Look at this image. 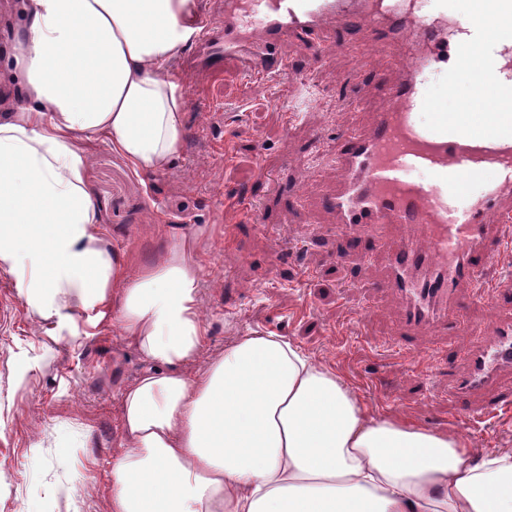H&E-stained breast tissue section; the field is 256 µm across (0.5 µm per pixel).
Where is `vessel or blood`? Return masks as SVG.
I'll return each mask as SVG.
<instances>
[{"label": "vessel or blood", "instance_id": "1", "mask_svg": "<svg viewBox=\"0 0 512 512\" xmlns=\"http://www.w3.org/2000/svg\"><path fill=\"white\" fill-rule=\"evenodd\" d=\"M459 15L454 0H224L223 33L202 39V58L188 62L185 78L202 89L231 64L246 79L277 81L288 74L283 48L308 43L330 59L347 40L330 36L327 22L347 29L376 50L403 42L405 64L396 79L377 74L372 84L381 106L369 127L336 136L332 162L339 177L324 202L336 216V234L349 251L382 255L381 289L398 296L394 328L398 347L411 350L424 329L436 336H463L462 367L447 371L448 399L479 420L512 406V279L493 286L484 272L502 249V226L512 221V77L498 81L479 127L470 110L487 80L451 35L466 30L480 54L494 49L493 33L512 26V0H469ZM439 67L445 79L430 94L423 79ZM433 118L420 123L418 114ZM429 175L413 178V171ZM471 194L465 208L456 198ZM480 303L496 315V334L485 338L463 317Z\"/></svg>", "mask_w": 512, "mask_h": 512}]
</instances>
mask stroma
Segmentation results:
<instances>
[{
	"label": "stroma",
	"instance_id": "35a3bbf8",
	"mask_svg": "<svg viewBox=\"0 0 512 512\" xmlns=\"http://www.w3.org/2000/svg\"><path fill=\"white\" fill-rule=\"evenodd\" d=\"M285 53L307 104L296 116L271 104L286 83H247L228 66L208 88L186 87L174 166L142 174L104 142L89 143L87 184L107 244L134 276L179 238L192 242L208 353L232 336L272 332L336 369L373 415L459 435L482 452L512 448V410L457 426L442 392L449 357L431 353L430 332L413 354L391 349L398 304L376 291L382 257L336 259L342 244L322 198L337 173L326 156L337 131L369 124L378 90L357 108L347 94L374 73L397 77L400 46L385 57L357 48L327 62L307 44ZM143 368L111 319L82 314L72 329L48 335L0 274V512H111L119 390ZM431 387L440 396L423 402Z\"/></svg>",
	"mask_w": 512,
	"mask_h": 512
}]
</instances>
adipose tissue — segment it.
<instances>
[{
    "instance_id": "obj_1",
    "label": "adipose tissue",
    "mask_w": 512,
    "mask_h": 512,
    "mask_svg": "<svg viewBox=\"0 0 512 512\" xmlns=\"http://www.w3.org/2000/svg\"><path fill=\"white\" fill-rule=\"evenodd\" d=\"M0 112V273L56 327L112 317L145 362L120 389L112 512H512V449L372 416L285 337L233 336L204 358L192 249L129 278L86 183L87 142L134 170L171 166L184 92L170 65L198 0H17Z\"/></svg>"
}]
</instances>
